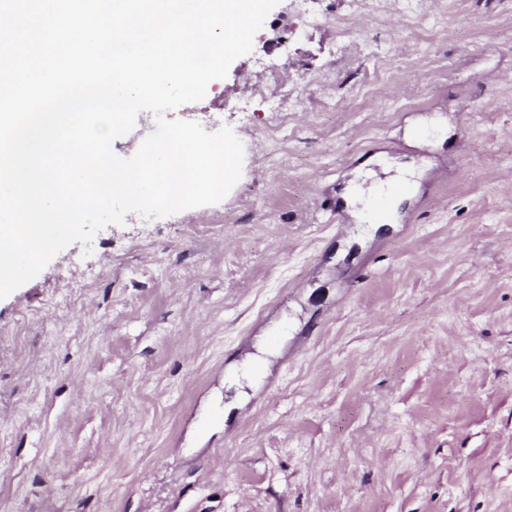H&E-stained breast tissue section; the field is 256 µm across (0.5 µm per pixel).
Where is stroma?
Here are the masks:
<instances>
[{
  "mask_svg": "<svg viewBox=\"0 0 512 512\" xmlns=\"http://www.w3.org/2000/svg\"><path fill=\"white\" fill-rule=\"evenodd\" d=\"M166 117L241 178L0 299V512H512V0H280Z\"/></svg>",
  "mask_w": 512,
  "mask_h": 512,
  "instance_id": "obj_1",
  "label": "stroma"
}]
</instances>
